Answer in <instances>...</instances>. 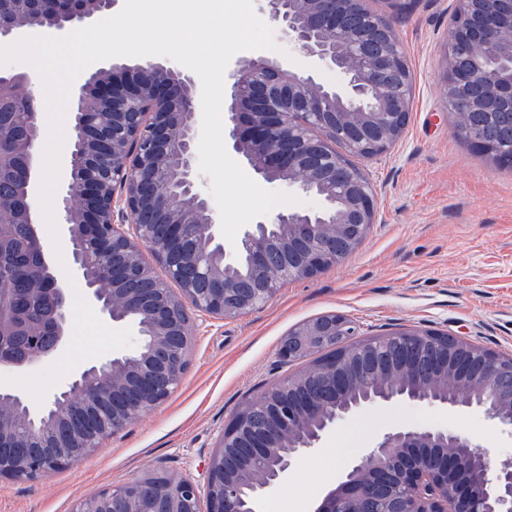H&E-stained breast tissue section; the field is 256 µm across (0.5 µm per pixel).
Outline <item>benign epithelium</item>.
I'll list each match as a JSON object with an SVG mask.
<instances>
[{"label":"benign epithelium","instance_id":"1","mask_svg":"<svg viewBox=\"0 0 512 512\" xmlns=\"http://www.w3.org/2000/svg\"><path fill=\"white\" fill-rule=\"evenodd\" d=\"M295 49L335 70L330 86L288 62L241 57L224 98L227 146L267 184L296 187L321 201L248 225L228 250L217 242L207 200L197 189L200 129L197 81L146 62L98 69L76 90L77 125L58 186L73 278L107 323L134 324L133 347L92 362L39 409L0 387V479L36 480L72 466L180 386L192 330L187 307L237 319L272 299L285 274L310 278L345 259L375 223L373 185L355 159H371L403 136L412 110V72L391 16L371 24L365 0H264ZM0 10V44L20 31L62 32L94 16L90 0H16ZM36 75L0 65V99L22 104L30 135L13 141L0 122V195L12 220L0 227V268L13 228L25 238L24 269L33 304L0 317V371L30 369L69 341V281L38 232V149L42 130ZM443 95L453 132L498 167L512 147L486 125L512 117V0H456ZM347 137L336 147V128ZM168 277L190 266L209 288L178 291ZM404 346L374 359L379 337L363 336L339 314L288 333L279 358L323 352L305 373L271 383L239 411L209 459L206 485L151 470L77 500L72 512H259L263 496L288 476L295 458L316 448L338 422L399 400L471 408L512 436V357L463 336L399 331ZM263 407L265 426L249 414ZM314 512H512V458L491 469L474 438L443 426H392L358 456Z\"/></svg>","mask_w":512,"mask_h":512}]
</instances>
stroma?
<instances>
[{
    "label": "stroma",
    "instance_id": "1",
    "mask_svg": "<svg viewBox=\"0 0 512 512\" xmlns=\"http://www.w3.org/2000/svg\"><path fill=\"white\" fill-rule=\"evenodd\" d=\"M366 6L397 18L413 105L402 139L361 163L377 203L364 242L314 277L285 281L239 319L191 312L189 364L172 396L73 466L38 482L0 480V512H71L79 498L151 468L206 483L209 457L237 412L273 381L312 364L309 356L280 361L278 350L290 330L321 315H344L365 336L456 334L512 356V170L495 167L451 129L442 70L455 0ZM390 425L473 434L493 466L512 457V438L482 412L401 401L336 424L294 462L260 512H312Z\"/></svg>",
    "mask_w": 512,
    "mask_h": 512
}]
</instances>
